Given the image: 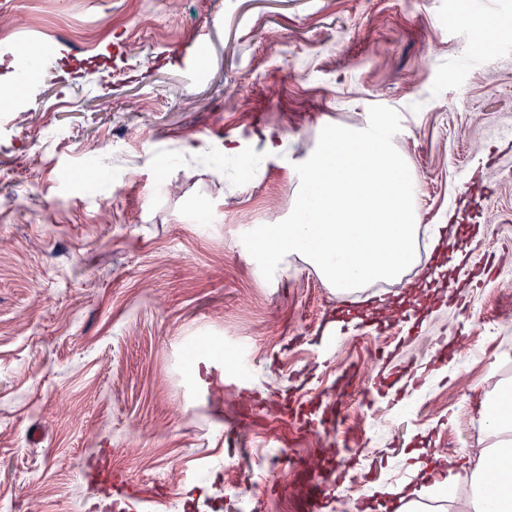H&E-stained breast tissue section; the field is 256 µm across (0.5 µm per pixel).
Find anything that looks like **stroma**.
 Here are the masks:
<instances>
[{
	"mask_svg": "<svg viewBox=\"0 0 512 512\" xmlns=\"http://www.w3.org/2000/svg\"><path fill=\"white\" fill-rule=\"evenodd\" d=\"M462 2L0 0V512H109L102 466L147 512L293 510L319 448L330 512L422 486L464 512L425 457L475 462L512 377V0L487 52ZM374 105L401 116L418 264L265 280L242 234ZM230 140L259 172L208 166Z\"/></svg>",
	"mask_w": 512,
	"mask_h": 512,
	"instance_id": "1",
	"label": "stroma"
}]
</instances>
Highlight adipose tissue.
Here are the masks:
<instances>
[{"label":"adipose tissue","instance_id":"1","mask_svg":"<svg viewBox=\"0 0 512 512\" xmlns=\"http://www.w3.org/2000/svg\"><path fill=\"white\" fill-rule=\"evenodd\" d=\"M485 428L494 437V446L484 449L479 462L460 471L442 475L437 484L439 494L458 485L472 489L469 512H512V383H504L500 391L486 400ZM496 465L501 474L498 484L482 479L488 465Z\"/></svg>","mask_w":512,"mask_h":512}]
</instances>
